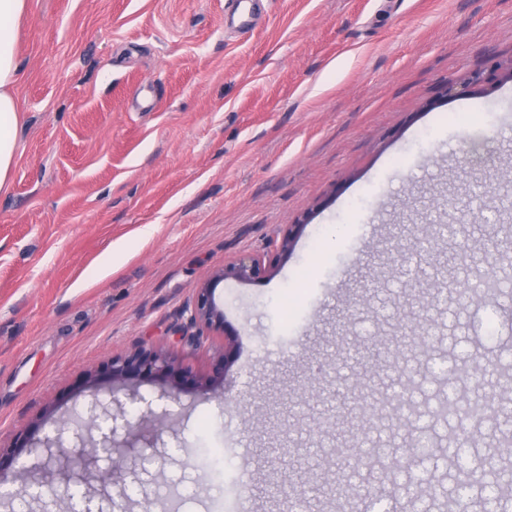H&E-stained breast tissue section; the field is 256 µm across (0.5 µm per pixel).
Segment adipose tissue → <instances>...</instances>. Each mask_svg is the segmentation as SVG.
Wrapping results in <instances>:
<instances>
[{
    "label": "adipose tissue",
    "instance_id": "adipose-tissue-1",
    "mask_svg": "<svg viewBox=\"0 0 512 512\" xmlns=\"http://www.w3.org/2000/svg\"><path fill=\"white\" fill-rule=\"evenodd\" d=\"M26 10L27 0H0V190L10 183L19 151L18 42Z\"/></svg>",
    "mask_w": 512,
    "mask_h": 512
}]
</instances>
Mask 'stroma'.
<instances>
[{"label":"stroma","instance_id":"35a3bbf8","mask_svg":"<svg viewBox=\"0 0 512 512\" xmlns=\"http://www.w3.org/2000/svg\"><path fill=\"white\" fill-rule=\"evenodd\" d=\"M231 5L29 0L19 156L0 193V446L38 450L21 456L28 491L0 477V512H71L75 490L98 512L121 496L127 512H218L223 498L280 512L272 481L303 479L312 449L324 482L307 512H338L361 478L381 494L352 512H456L454 460L401 468L404 434L380 404L360 401L381 463L329 456L327 398L394 377L386 357L339 344H474L481 396L512 401L499 386L512 376V80L468 81L512 60V0H255L246 34L227 25ZM298 223L269 276L215 280ZM489 274L496 303L437 294ZM207 283L224 327L194 351L176 330ZM141 346L174 351L192 382L174 400L146 379L117 393L110 411L137 426L95 456L113 484L63 481L81 443L45 437L87 412L89 376L107 381ZM222 350L223 386L200 390ZM406 368L421 392L404 412L427 424L439 365Z\"/></svg>","mask_w":512,"mask_h":512}]
</instances>
